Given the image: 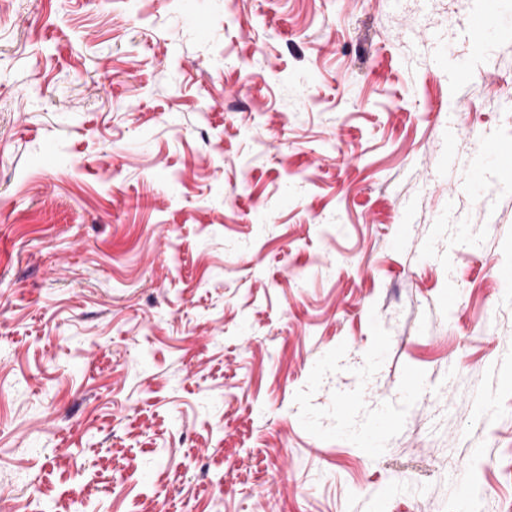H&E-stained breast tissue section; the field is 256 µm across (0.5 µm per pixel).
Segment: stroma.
I'll return each instance as SVG.
<instances>
[{"instance_id": "obj_1", "label": "stroma", "mask_w": 512, "mask_h": 512, "mask_svg": "<svg viewBox=\"0 0 512 512\" xmlns=\"http://www.w3.org/2000/svg\"><path fill=\"white\" fill-rule=\"evenodd\" d=\"M481 2L0 0V512H512V189L440 160L512 147ZM498 29L497 15L489 3L476 12L469 21V33L472 38L485 39ZM458 135L459 131L448 125V131L445 132L442 140V152L448 156V168L463 170L467 174V181L470 186H481L486 176V169L471 160L468 162L461 161L455 148ZM504 362H495L488 366L491 385L480 386L472 390L470 397L480 411H484L492 402L494 392L506 381L510 380L511 368H503ZM397 420L391 415H383L376 419L369 427L367 433L362 436V440L365 445L369 448L368 450L376 452L381 448H378L379 437L383 434L391 432L395 429Z\"/></svg>"}]
</instances>
